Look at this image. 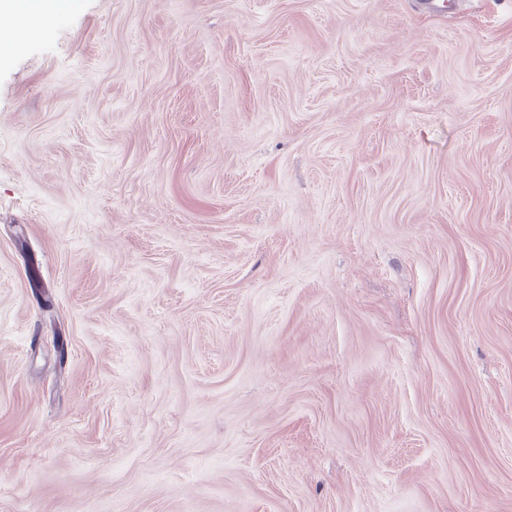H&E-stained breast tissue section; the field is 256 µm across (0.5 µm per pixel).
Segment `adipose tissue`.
Returning <instances> with one entry per match:
<instances>
[{"label": "adipose tissue", "mask_w": 512, "mask_h": 512, "mask_svg": "<svg viewBox=\"0 0 512 512\" xmlns=\"http://www.w3.org/2000/svg\"><path fill=\"white\" fill-rule=\"evenodd\" d=\"M70 8L71 0H0V63Z\"/></svg>", "instance_id": "adipose-tissue-1"}]
</instances>
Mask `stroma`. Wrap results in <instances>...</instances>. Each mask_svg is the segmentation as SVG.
Instances as JSON below:
<instances>
[{"mask_svg":"<svg viewBox=\"0 0 512 512\" xmlns=\"http://www.w3.org/2000/svg\"><path fill=\"white\" fill-rule=\"evenodd\" d=\"M0 512H512V0H74L0 64Z\"/></svg>","mask_w":512,"mask_h":512,"instance_id":"stroma-1","label":"stroma"}]
</instances>
